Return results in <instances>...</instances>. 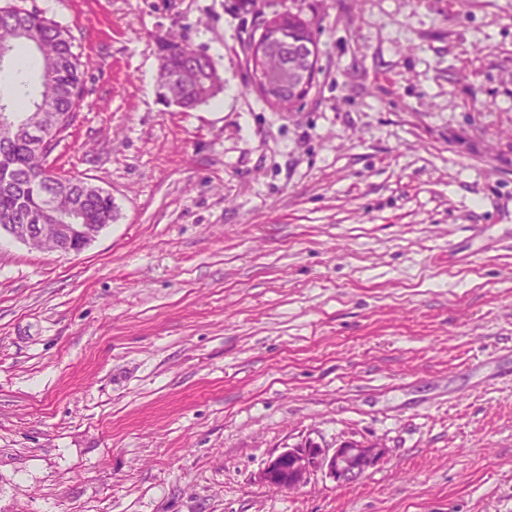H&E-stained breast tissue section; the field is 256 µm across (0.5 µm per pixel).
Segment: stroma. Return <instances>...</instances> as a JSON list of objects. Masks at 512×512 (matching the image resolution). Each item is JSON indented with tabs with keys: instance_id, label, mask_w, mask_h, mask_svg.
Segmentation results:
<instances>
[{
	"instance_id": "obj_1",
	"label": "stroma",
	"mask_w": 512,
	"mask_h": 512,
	"mask_svg": "<svg viewBox=\"0 0 512 512\" xmlns=\"http://www.w3.org/2000/svg\"><path fill=\"white\" fill-rule=\"evenodd\" d=\"M86 97L53 156L82 253L0 238V512H512V0H27ZM312 22L283 112L245 49ZM224 86L157 94L158 35ZM376 439L356 483L257 479Z\"/></svg>"
}]
</instances>
